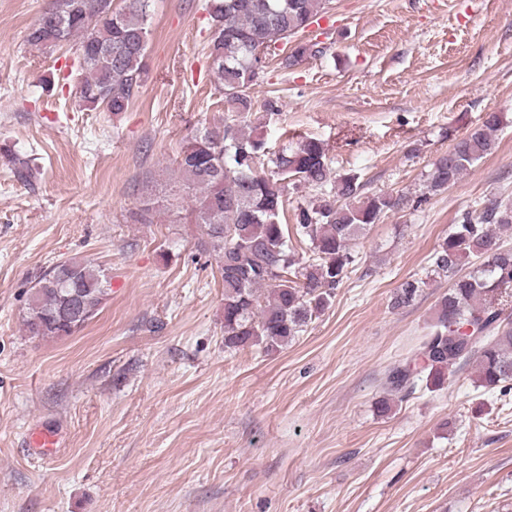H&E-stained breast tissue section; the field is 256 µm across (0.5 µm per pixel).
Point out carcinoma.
I'll list each match as a JSON object with an SVG mask.
<instances>
[{"mask_svg":"<svg viewBox=\"0 0 512 512\" xmlns=\"http://www.w3.org/2000/svg\"><path fill=\"white\" fill-rule=\"evenodd\" d=\"M103 0H52L49 21L31 29L28 41L53 49L78 40L81 69L79 99L88 110L114 115L126 111L145 70L152 0H122L103 15ZM330 0H207L217 35L208 49L215 88L224 94L229 115L221 126L204 127L188 138L175 163L186 187L199 192L198 218L218 253L224 284V348L261 345L274 352L287 345L312 318L328 308L336 288L356 262L350 241L405 197L364 195L353 172H332L318 139L301 138L271 151L257 133L251 90L265 64L255 65L254 48L276 55L277 45L305 32L326 12ZM314 52L298 41L281 58L292 67ZM496 112L455 139L437 157L425 180L424 194H436L458 182L494 147L501 125ZM316 189L322 198L299 204L293 227L282 223L289 190ZM512 202L496 198L479 212H465L432 256L430 275L452 280L437 301L433 320L418 347L393 367L387 385L407 394L424 380L441 387L448 374L476 359L479 386L508 391L512 381ZM308 246L301 260L291 236ZM481 263L458 275L464 258ZM424 281L407 280L394 295L395 308L409 305ZM268 289L265 299L259 290ZM26 326L33 336H70L94 319L107 296L99 271L69 260L45 271L33 285Z\"/></svg>","mask_w":512,"mask_h":512,"instance_id":"carcinoma-1","label":"carcinoma"}]
</instances>
